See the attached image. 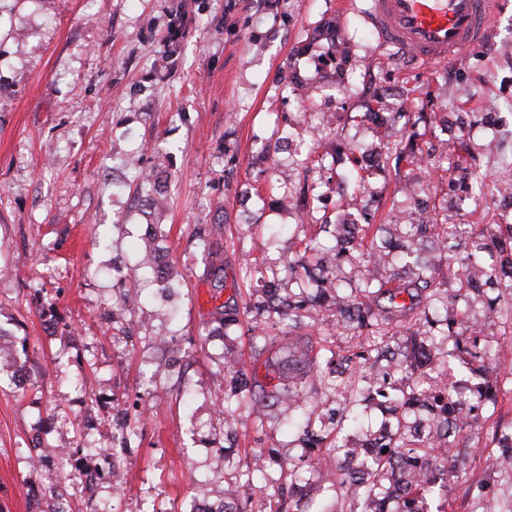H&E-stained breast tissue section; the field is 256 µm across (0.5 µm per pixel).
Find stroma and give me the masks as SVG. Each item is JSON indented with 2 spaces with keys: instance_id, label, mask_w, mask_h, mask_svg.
I'll use <instances>...</instances> for the list:
<instances>
[{
  "instance_id": "obj_1",
  "label": "stroma",
  "mask_w": 512,
  "mask_h": 512,
  "mask_svg": "<svg viewBox=\"0 0 512 512\" xmlns=\"http://www.w3.org/2000/svg\"><path fill=\"white\" fill-rule=\"evenodd\" d=\"M368 5L0 0V327L15 343L0 350V512H29L54 485L30 463L41 448L80 449L78 469L101 476L94 495L69 488L76 512H194L202 500L232 505L249 481L268 495L288 485L290 464L308 454L295 423L313 411L331 416L342 403L341 386L316 378L309 363L351 354L360 338L330 311L319 325L266 337L220 327L197 225H224V297L260 299L257 268L295 254L303 235L332 255L315 221H350L335 179L351 169L349 144L377 160L365 173L370 236L414 208L447 212L476 234L512 224V205L489 192L472 202L440 152L455 144L484 179H512V0L491 43L420 66L380 44ZM332 25L347 42L335 55L320 38ZM345 70L351 84L337 85ZM396 112L409 121H393ZM284 137L322 158L303 208L279 204L301 167L282 151L261 154ZM389 142L424 158L395 165L385 158ZM157 165L168 179L160 215L136 178ZM158 223L181 281L172 291L151 283V262L134 247ZM413 248L440 285L429 317L468 316L478 348L493 354L488 383L497 389L458 437L456 476L428 512H512V469L491 461L501 434L512 433V320L490 316L495 291L480 302L458 293L447 256L462 250L460 238ZM403 264L344 257L338 275L353 289L368 280L407 285L415 274ZM134 280L144 281L143 298L120 308ZM228 353L257 394L275 388L272 363L292 360L289 386L303 407L225 401ZM118 399L142 409L129 415L119 450L102 425ZM319 453L320 464L300 472L311 512L332 503L360 512L328 489L339 457Z\"/></svg>"
}]
</instances>
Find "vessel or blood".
<instances>
[{"label": "vessel or blood", "mask_w": 512, "mask_h": 512, "mask_svg": "<svg viewBox=\"0 0 512 512\" xmlns=\"http://www.w3.org/2000/svg\"><path fill=\"white\" fill-rule=\"evenodd\" d=\"M498 0H371L369 19L383 46L426 65L490 41Z\"/></svg>", "instance_id": "obj_1"}]
</instances>
